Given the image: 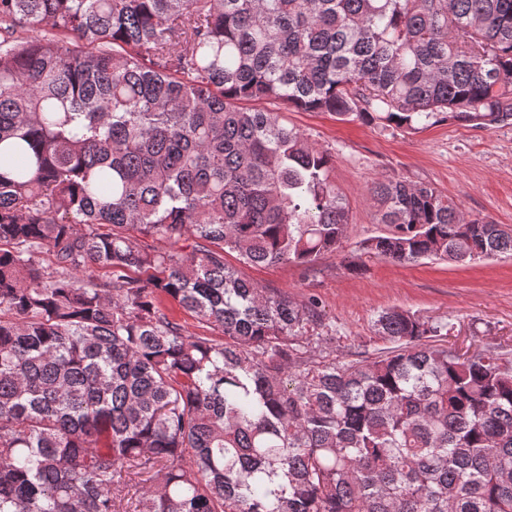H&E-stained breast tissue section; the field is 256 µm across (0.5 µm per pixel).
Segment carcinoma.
Segmentation results:
<instances>
[{
	"label": "carcinoma",
	"mask_w": 512,
	"mask_h": 512,
	"mask_svg": "<svg viewBox=\"0 0 512 512\" xmlns=\"http://www.w3.org/2000/svg\"><path fill=\"white\" fill-rule=\"evenodd\" d=\"M282 110L512 125V0H0V512H120L125 474L135 512H512V351L390 309L340 360L315 297L226 262L343 248ZM371 194L366 254H512L428 183Z\"/></svg>",
	"instance_id": "carcinoma-1"
}]
</instances>
